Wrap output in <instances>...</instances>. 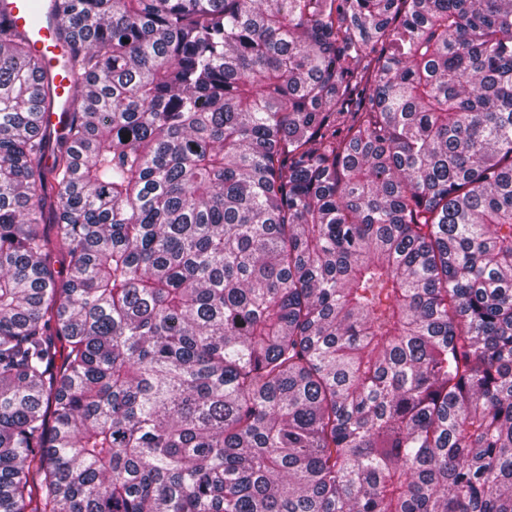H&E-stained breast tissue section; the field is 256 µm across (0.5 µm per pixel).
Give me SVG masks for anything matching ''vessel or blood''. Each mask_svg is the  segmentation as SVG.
I'll list each match as a JSON object with an SVG mask.
<instances>
[{
  "label": "vessel or blood",
  "instance_id": "vessel-or-blood-1",
  "mask_svg": "<svg viewBox=\"0 0 512 512\" xmlns=\"http://www.w3.org/2000/svg\"><path fill=\"white\" fill-rule=\"evenodd\" d=\"M0 16L25 36L40 58L53 96L45 120L57 134H64L77 85L70 67V47L57 30L55 0H0Z\"/></svg>",
  "mask_w": 512,
  "mask_h": 512
}]
</instances>
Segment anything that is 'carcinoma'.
Returning a JSON list of instances; mask_svg holds the SVG:
<instances>
[{
	"label": "carcinoma",
	"mask_w": 512,
	"mask_h": 512,
	"mask_svg": "<svg viewBox=\"0 0 512 512\" xmlns=\"http://www.w3.org/2000/svg\"><path fill=\"white\" fill-rule=\"evenodd\" d=\"M58 15L49 166L0 17V512H512V0Z\"/></svg>",
	"instance_id": "obj_1"
}]
</instances>
